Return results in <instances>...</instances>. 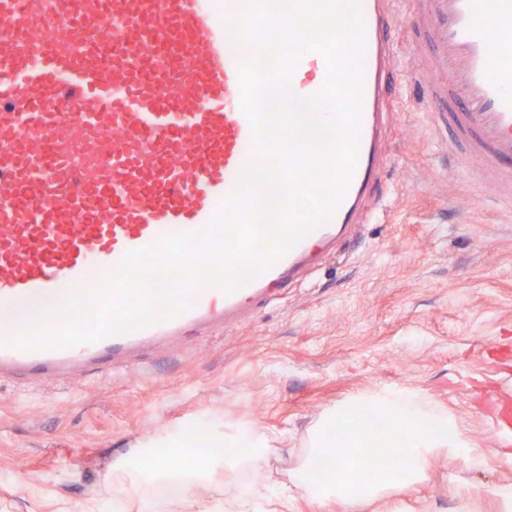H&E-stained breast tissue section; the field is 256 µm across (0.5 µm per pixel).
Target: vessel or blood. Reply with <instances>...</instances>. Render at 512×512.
Segmentation results:
<instances>
[{
	"label": "vessel or blood",
	"instance_id": "vessel-or-blood-1",
	"mask_svg": "<svg viewBox=\"0 0 512 512\" xmlns=\"http://www.w3.org/2000/svg\"><path fill=\"white\" fill-rule=\"evenodd\" d=\"M240 0H0V383L63 390L141 367L143 351L249 321L337 241L381 219L386 133L410 76L451 138L456 173L512 205V0H360L366 27L359 158L331 221L234 293L205 287L176 318L92 345H9L20 302L94 285L131 251L204 229L259 166L223 17ZM304 54L295 94L320 90Z\"/></svg>",
	"mask_w": 512,
	"mask_h": 512
}]
</instances>
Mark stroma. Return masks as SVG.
Returning <instances> with one entry per match:
<instances>
[{
  "instance_id": "35a3bbf8",
  "label": "stroma",
  "mask_w": 512,
  "mask_h": 512,
  "mask_svg": "<svg viewBox=\"0 0 512 512\" xmlns=\"http://www.w3.org/2000/svg\"><path fill=\"white\" fill-rule=\"evenodd\" d=\"M401 101L388 149L390 221L365 224L248 325L149 355L142 368L58 399L0 384V512H74L131 485L151 437L207 420H247L271 438L256 478L276 481L296 512L319 510L289 474L320 414L356 390L414 387L463 418L488 465L438 458L395 512H462L451 488L512 480V447L489 399H512V212L456 177L448 135L417 85Z\"/></svg>"
}]
</instances>
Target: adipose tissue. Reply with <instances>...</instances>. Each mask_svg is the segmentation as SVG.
Wrapping results in <instances>:
<instances>
[{"label":"adipose tissue","instance_id":"obj_1","mask_svg":"<svg viewBox=\"0 0 512 512\" xmlns=\"http://www.w3.org/2000/svg\"><path fill=\"white\" fill-rule=\"evenodd\" d=\"M364 414L381 417L383 428L372 431L357 425L356 417ZM202 439L214 447L203 465L175 472L167 464H157L146 476L153 485L151 492H142L135 483L121 493L87 503L84 512H292L293 501L281 497L275 484L240 477L245 467L259 466L266 446L265 436L252 424L238 422L220 431L200 423L161 438L159 445L179 448ZM307 445V453L290 476L292 483L317 507L335 501L345 512H365L375 502L416 490L428 481L431 464L440 457L461 461L474 472L485 468V456L473 448L461 417L411 387L366 389L347 395L322 413ZM347 448H395L401 463L364 485L344 467ZM322 466L328 467L331 475L320 481L314 472ZM219 470L237 475L233 493L198 498L196 487Z\"/></svg>","mask_w":512,"mask_h":512}]
</instances>
